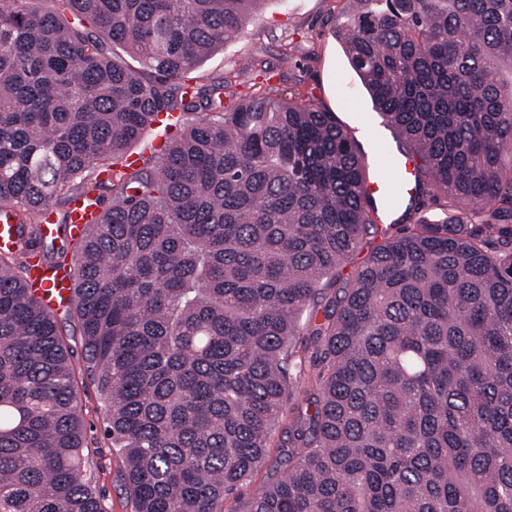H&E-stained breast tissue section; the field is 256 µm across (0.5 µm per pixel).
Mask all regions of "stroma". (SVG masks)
<instances>
[{
	"instance_id": "1",
	"label": "stroma",
	"mask_w": 512,
	"mask_h": 512,
	"mask_svg": "<svg viewBox=\"0 0 512 512\" xmlns=\"http://www.w3.org/2000/svg\"><path fill=\"white\" fill-rule=\"evenodd\" d=\"M346 11V0H262L242 30L225 41L193 73L194 82L209 85L227 81L225 106H233L253 84L268 83L278 96L335 113L360 144L368 159H375L379 144L396 145L394 132L373 110L370 98L351 69L334 31ZM292 45L294 60L281 64L285 45ZM253 70L240 71L244 60ZM71 359L78 377V408L86 433L85 470L102 499L105 512H132L120 480L124 460L105 434L106 410L86 374L79 338H71Z\"/></svg>"
}]
</instances>
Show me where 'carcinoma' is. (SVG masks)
<instances>
[{
    "label": "carcinoma",
    "mask_w": 512,
    "mask_h": 512,
    "mask_svg": "<svg viewBox=\"0 0 512 512\" xmlns=\"http://www.w3.org/2000/svg\"><path fill=\"white\" fill-rule=\"evenodd\" d=\"M33 2L0 0V206L20 224L0 256V512H104L71 346L17 261L34 256L72 272L134 512H224L300 394L281 478L240 512H512V0H348L336 37L419 159L394 210L449 200L402 233L377 224L333 113L267 87L226 110L224 80L188 84L261 0ZM158 112L179 135L113 171ZM91 195L85 237L66 210L45 235L56 202Z\"/></svg>",
    "instance_id": "carcinoma-1"
}]
</instances>
